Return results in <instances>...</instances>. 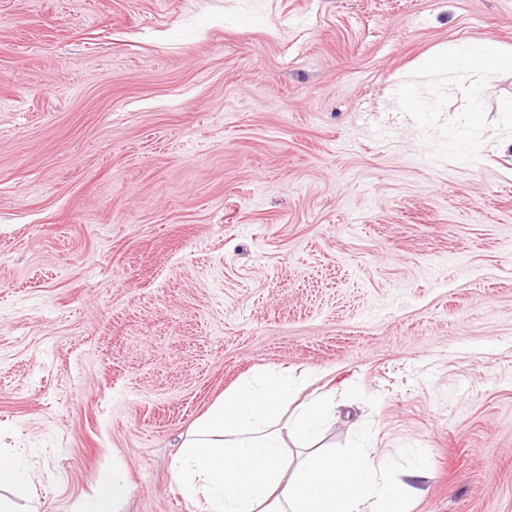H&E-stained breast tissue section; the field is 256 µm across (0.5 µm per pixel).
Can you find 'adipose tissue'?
<instances>
[{"label":"adipose tissue","instance_id":"1","mask_svg":"<svg viewBox=\"0 0 512 512\" xmlns=\"http://www.w3.org/2000/svg\"><path fill=\"white\" fill-rule=\"evenodd\" d=\"M429 69L462 71L486 81L512 70V50L491 39L449 43L426 62ZM299 382L287 370L271 369L242 378L190 428L173 463L175 482L190 504L203 512H402L409 481L381 476L384 464L371 443L289 466L284 432L310 441L331 415L321 400L295 416L288 405ZM129 490L121 466L101 471L87 512H119ZM30 475L19 460L0 456V512H14V498L29 496Z\"/></svg>","mask_w":512,"mask_h":512}]
</instances>
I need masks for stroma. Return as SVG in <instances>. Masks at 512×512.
Here are the masks:
<instances>
[{"label":"stroma","mask_w":512,"mask_h":512,"mask_svg":"<svg viewBox=\"0 0 512 512\" xmlns=\"http://www.w3.org/2000/svg\"><path fill=\"white\" fill-rule=\"evenodd\" d=\"M512 0H0V452L121 512L240 377L314 372L406 512H512ZM411 85L420 111L394 91ZM479 120H472L474 106ZM426 66L431 70H448V73H473L481 88L488 78L512 70V50L492 39L456 41L429 58ZM129 490L125 470L112 464L111 470L99 473L94 496L85 512H119V504Z\"/></svg>","instance_id":"1"}]
</instances>
